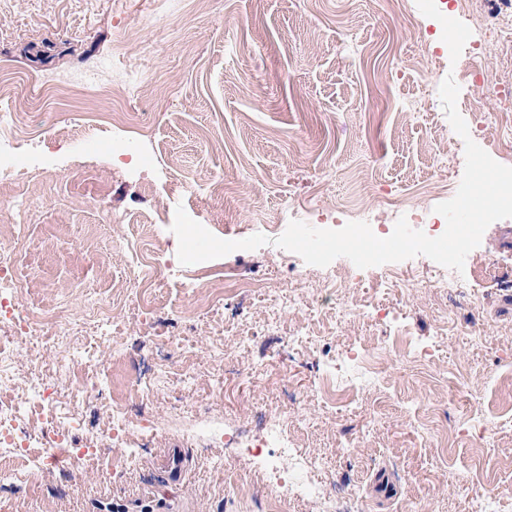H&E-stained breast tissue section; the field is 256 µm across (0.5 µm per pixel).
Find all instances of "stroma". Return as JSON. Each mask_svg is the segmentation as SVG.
<instances>
[{
    "mask_svg": "<svg viewBox=\"0 0 512 512\" xmlns=\"http://www.w3.org/2000/svg\"><path fill=\"white\" fill-rule=\"evenodd\" d=\"M436 4L471 26L480 74L501 96L478 98L452 70L441 24L416 0H0V72L25 102L17 122L36 132L43 171L29 187L23 301L76 328L51 349L6 352L0 375L20 400L59 357L66 396L97 345L103 387L79 412L103 421L113 399L133 397L151 417L98 463L1 489L0 512H107L168 489L170 448L192 456L177 489L185 512H315L270 498L251 473L258 458L239 449L203 460L206 443L258 412L287 419L293 446L361 512H478L512 489V218L486 229L445 289L425 256L321 268L273 243L294 219L388 236L401 197L442 223L440 188L465 165L439 97L449 76L472 139L512 167V14L495 0ZM96 71L125 83L123 99L46 86ZM119 104L136 125L95 129ZM218 181L229 196L211 193ZM162 196L218 238L268 237L210 262L252 289L200 308L210 283L201 264L179 263ZM159 241L165 255L144 271L162 284L152 302L113 290L132 254ZM97 301L113 303L118 334L98 335ZM349 350L372 370L338 393L333 360Z\"/></svg>",
    "mask_w": 512,
    "mask_h": 512,
    "instance_id": "35a3bbf8",
    "label": "stroma"
}]
</instances>
